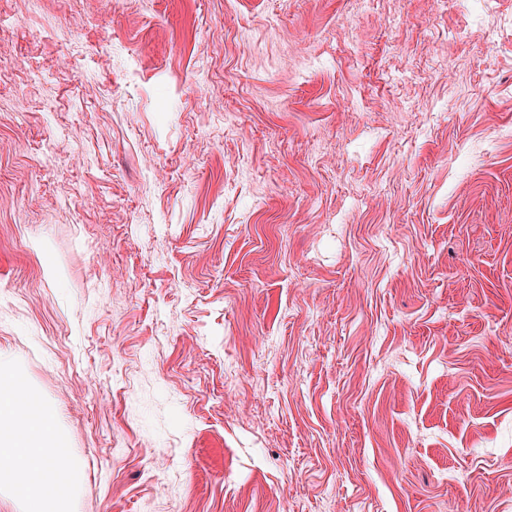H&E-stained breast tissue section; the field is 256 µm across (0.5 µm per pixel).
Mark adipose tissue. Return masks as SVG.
<instances>
[{"mask_svg": "<svg viewBox=\"0 0 512 512\" xmlns=\"http://www.w3.org/2000/svg\"><path fill=\"white\" fill-rule=\"evenodd\" d=\"M52 420L51 407L37 402L12 360L0 356V490L25 512H72L79 472Z\"/></svg>", "mask_w": 512, "mask_h": 512, "instance_id": "ef3b65f1", "label": "adipose tissue"}]
</instances>
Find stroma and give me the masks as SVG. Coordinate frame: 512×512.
I'll use <instances>...</instances> for the list:
<instances>
[{"label": "stroma", "instance_id": "35a3bbf8", "mask_svg": "<svg viewBox=\"0 0 512 512\" xmlns=\"http://www.w3.org/2000/svg\"><path fill=\"white\" fill-rule=\"evenodd\" d=\"M0 354L74 512H512V0H0Z\"/></svg>", "mask_w": 512, "mask_h": 512}]
</instances>
